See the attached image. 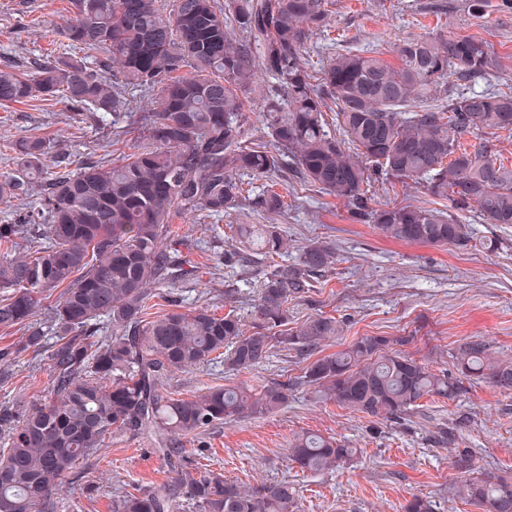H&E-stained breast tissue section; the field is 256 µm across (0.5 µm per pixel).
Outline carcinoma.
I'll use <instances>...</instances> for the list:
<instances>
[{"label": "carcinoma", "instance_id": "cac0c4a2", "mask_svg": "<svg viewBox=\"0 0 512 512\" xmlns=\"http://www.w3.org/2000/svg\"><path fill=\"white\" fill-rule=\"evenodd\" d=\"M165 2L71 0L67 46L101 58L65 52L32 74L0 68L2 106L62 97L101 124L124 121L113 136L139 125L148 141L121 159L89 158L76 170L65 157L48 165L40 137L12 144L15 169L0 179V197L23 207L14 223L0 224V293L7 294L0 326L27 328L25 347L37 348L43 336L32 318L42 300L63 291L54 305L50 394L36 404L21 397L0 406L8 437L0 448V512H41L112 432L148 438L176 474L158 490L124 492L116 512H174L185 484L199 512H299L296 488L286 481L250 490L221 474L185 478L193 460L182 439L288 403V380L251 389L216 385L189 397L164 391L171 373L221 357L226 370L240 371L264 365L278 346L312 356L303 379L316 401L387 421L425 398H458L474 380L512 391V361L491 356L482 339L450 352L451 373L392 350L406 337L362 336L314 356L342 323L317 313L290 328L288 303L333 269L336 247L311 240L289 263L278 224H239L237 237L253 253L232 246L212 257L216 268L265 263L251 324L207 305L150 315L155 288L195 273L176 248L174 218L191 212L219 221L241 209L246 178L261 183L267 214H285L277 185L289 171L346 204L354 221L406 244L492 252L498 244L473 236L461 213L474 208L486 224H512V162L486 139L466 142L477 132H512V90L431 104L448 92V76L474 81L495 66L488 41L440 33L403 42L396 64L347 50L317 69L305 45L327 28L331 0H173L167 16ZM259 69L275 87L265 95L257 142L247 104L259 90ZM129 91L147 97V113L127 111ZM379 181L411 182L447 205L374 206L369 192ZM33 195L39 201H29ZM34 233L37 249L7 254ZM102 319L116 329L106 341L95 336ZM353 454L338 439L306 432L289 444L287 464L320 473ZM471 461L467 448L455 455L465 478L448 486V496L481 512H512V479L474 476ZM402 509L438 512L420 495Z\"/></svg>", "mask_w": 512, "mask_h": 512}]
</instances>
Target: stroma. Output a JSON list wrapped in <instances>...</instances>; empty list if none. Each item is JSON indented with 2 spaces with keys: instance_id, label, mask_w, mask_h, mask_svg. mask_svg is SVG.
Returning <instances> with one entry per match:
<instances>
[{
  "instance_id": "stroma-1",
  "label": "stroma",
  "mask_w": 512,
  "mask_h": 512,
  "mask_svg": "<svg viewBox=\"0 0 512 512\" xmlns=\"http://www.w3.org/2000/svg\"><path fill=\"white\" fill-rule=\"evenodd\" d=\"M470 2L333 0L326 31L308 41L306 52L318 67L348 46L393 63L396 46L406 40L436 33L476 35L493 45L498 66L488 79L475 83V90L490 85L512 89V11L499 9L500 0H488L480 16ZM72 16L69 0H0V64L12 62L32 71L35 61L61 43V31ZM72 112L63 99L0 107V176L13 171L10 145L22 138H45L49 156L66 154L76 166L89 153L116 160L144 142L136 130L113 140L111 127ZM281 192L288 208L283 226L293 246L313 239L336 245L332 273L288 305L293 325L316 313L343 321L341 335L323 343L324 353L343 350L363 336H404L408 342L401 353L435 369L443 355L475 338L485 340L494 356L512 358V224L476 225L479 237L499 241L493 253L409 245L352 221L342 201L299 180L288 179ZM267 221L248 208L226 216L216 228L190 212L177 216L179 249L197 273L176 287L157 289L154 312L165 313L175 301L185 310L210 304L219 312L232 309L249 317L262 266L216 273L209 257L226 248L231 225ZM53 306V300L44 301L34 318L44 332L39 350L25 349L26 328L0 327V350L11 352L7 377L0 381V405L21 394L32 400L47 394L56 341ZM305 365L295 351L277 348L268 362L251 370L229 374L223 360L215 359L168 377L165 389L177 397L228 383L248 388L274 380L294 383L287 407L186 437L183 445L200 471L251 488L288 480L298 491L300 512H402L415 494L429 496L444 512H479L471 503L449 500L448 485L459 473L450 450L431 440L435 427L457 422L456 445L471 449L475 472L512 477V393L473 382L461 397L424 399L408 420L394 423L310 402L300 382ZM306 431L337 437L355 454L344 466L316 475L288 469V443ZM173 479L147 440L116 432L62 483L51 512H112L120 492L154 489Z\"/></svg>"
}]
</instances>
